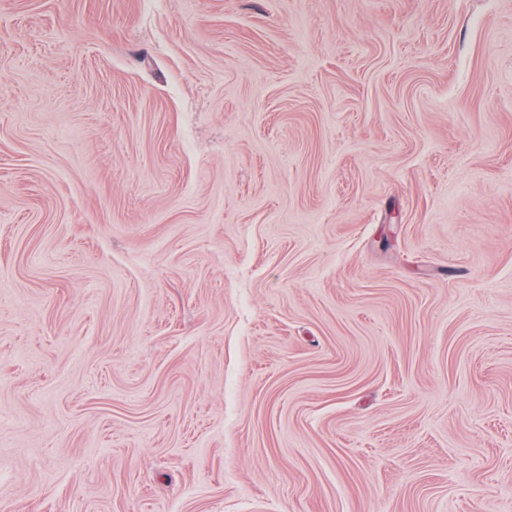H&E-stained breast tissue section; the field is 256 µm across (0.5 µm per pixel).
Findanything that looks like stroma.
Masks as SVG:
<instances>
[{"label":"stroma","instance_id":"35a3bbf8","mask_svg":"<svg viewBox=\"0 0 512 512\" xmlns=\"http://www.w3.org/2000/svg\"><path fill=\"white\" fill-rule=\"evenodd\" d=\"M0 512H512V0H0Z\"/></svg>","mask_w":512,"mask_h":512}]
</instances>
